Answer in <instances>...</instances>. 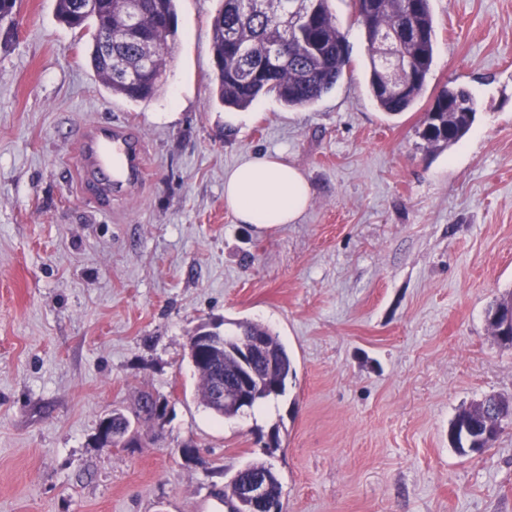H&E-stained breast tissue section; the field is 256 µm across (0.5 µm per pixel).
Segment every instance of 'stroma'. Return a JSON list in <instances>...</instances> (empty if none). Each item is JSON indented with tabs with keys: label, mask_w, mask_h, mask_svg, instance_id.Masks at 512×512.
<instances>
[{
	"label": "stroma",
	"mask_w": 512,
	"mask_h": 512,
	"mask_svg": "<svg viewBox=\"0 0 512 512\" xmlns=\"http://www.w3.org/2000/svg\"><path fill=\"white\" fill-rule=\"evenodd\" d=\"M350 66L313 106L260 97L225 118L211 95L220 0H178L157 94L112 96L55 0H21L0 47V512H219L249 462L283 512H512V423L461 456L448 427L512 397V349L486 323L512 294V0H431L435 56L415 107L378 109L351 0H330ZM475 121L444 150L417 129L448 84ZM126 120L150 180L80 194L82 128ZM280 153L311 188L262 233L224 206V173ZM248 321L296 378L254 413L213 415L187 355L200 326ZM166 400L133 448L100 420Z\"/></svg>",
	"instance_id": "1"
}]
</instances>
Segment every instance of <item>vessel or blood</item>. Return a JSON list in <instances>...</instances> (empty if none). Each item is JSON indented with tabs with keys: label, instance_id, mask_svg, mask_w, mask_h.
Masks as SVG:
<instances>
[{
	"label": "vessel or blood",
	"instance_id": "1",
	"mask_svg": "<svg viewBox=\"0 0 512 512\" xmlns=\"http://www.w3.org/2000/svg\"><path fill=\"white\" fill-rule=\"evenodd\" d=\"M75 168L81 181L129 195L148 178L142 137L126 123L89 124L78 143Z\"/></svg>",
	"mask_w": 512,
	"mask_h": 512
}]
</instances>
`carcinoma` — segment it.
Listing matches in <instances>:
<instances>
[{
    "mask_svg": "<svg viewBox=\"0 0 512 512\" xmlns=\"http://www.w3.org/2000/svg\"><path fill=\"white\" fill-rule=\"evenodd\" d=\"M77 0H55L57 18L90 33L89 61L101 83L114 95L139 102L151 99L155 88L127 81L126 73L111 66V55L137 68L152 57L153 71L167 66L170 43L177 36V0H144L139 18L140 36L120 34L126 0H101L97 13L82 16ZM212 21L211 49L222 62L211 83L217 100L227 108L244 110L260 96L273 94L291 108L308 107L330 92L342 78L349 58L345 36L336 25L329 0H220ZM355 13L369 47V87L377 107L390 115L406 112L421 97L434 61V18L430 0H353ZM18 0H0V29L13 28ZM112 45H107V32ZM284 44L280 53L274 50ZM439 96L451 103L438 104L424 114L418 135L427 147L449 148L470 130L474 101L468 91L444 87ZM244 332L268 338L278 362L282 390L296 377L293 361L278 337L254 323L239 325ZM214 368L202 365L199 396L210 407L212 373L229 375L236 368L240 347L226 341ZM497 438L482 442L459 429L453 448L462 455L492 447Z\"/></svg>",
    "mask_w": 512,
    "mask_h": 512,
    "instance_id": "1",
    "label": "carcinoma"
}]
</instances>
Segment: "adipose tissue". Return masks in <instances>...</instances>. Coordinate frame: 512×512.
<instances>
[{
    "label": "adipose tissue",
    "instance_id": "1",
    "mask_svg": "<svg viewBox=\"0 0 512 512\" xmlns=\"http://www.w3.org/2000/svg\"><path fill=\"white\" fill-rule=\"evenodd\" d=\"M310 200L301 170L278 154L252 155L224 174L226 208L239 222L261 230L297 223Z\"/></svg>",
    "mask_w": 512,
    "mask_h": 512
}]
</instances>
